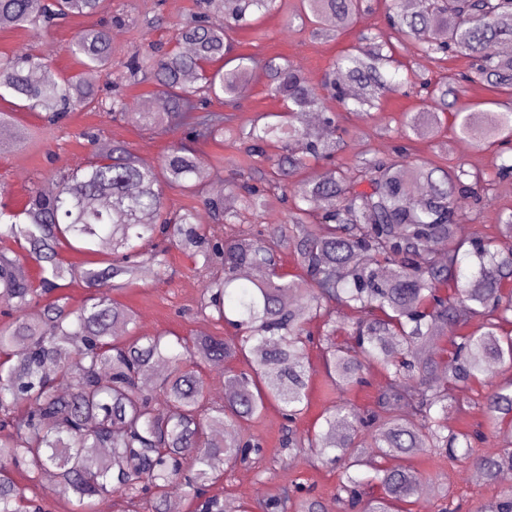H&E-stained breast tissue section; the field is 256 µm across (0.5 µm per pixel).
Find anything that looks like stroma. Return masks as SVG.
I'll list each match as a JSON object with an SVG mask.
<instances>
[{"label": "stroma", "mask_w": 512, "mask_h": 512, "mask_svg": "<svg viewBox=\"0 0 512 512\" xmlns=\"http://www.w3.org/2000/svg\"><path fill=\"white\" fill-rule=\"evenodd\" d=\"M194 8V0H106L100 14L88 19H70L40 38L20 29L0 30V57L45 48L50 51L52 63L60 73L78 72L79 67L65 52V45L86 26L108 21L113 13L120 12L127 15L128 23L112 31V58L114 65L118 66L126 62L132 53L147 49L149 44L174 46L177 23ZM298 9L299 0H276L275 8L269 14L231 32L236 51L259 59L286 57L313 84L318 85L332 60L357 45L360 33L386 29L384 0H373L370 9L361 12L352 29L329 41L312 38L308 27L294 22ZM153 15L159 16L161 23L154 28L147 27L143 19ZM393 54L398 63V74L402 77L414 74L435 83L469 69V61L462 55L431 59L422 55L417 45L410 41L395 43ZM426 104L425 95L404 88L387 93L378 109L359 117L348 114L345 107L337 102L328 101V108L336 115V126L347 142L345 151L336 156V164H351L367 148L382 157L392 156L399 143L395 128L407 115L425 111ZM13 113L17 125L30 133L24 143L7 144L0 152V185L7 189L5 203L14 209L23 206L32 185L53 186L52 171L89 160L113 142H125L138 157L156 165L174 139L170 133L152 134L115 121L105 112L78 110L55 126L47 125L26 111ZM86 128L99 131L96 142L77 138V131ZM458 141L452 120L446 117L434 136L412 139L408 141L407 148L411 157L426 160L434 168L445 170L461 164L470 172L490 178L492 184L488 201L479 204L465 201L461 226L466 236L476 232L497 235L500 213L512 211V178L501 182L492 180L494 151L473 146L463 153L457 147ZM198 155L209 171L205 185L210 191L214 190L216 183L229 181L234 163L245 165L249 162L243 149L229 139L221 144L201 146ZM191 267L190 258L178 250H171L166 275H159L153 264H143L135 282L118 294V301L136 314V334L150 336L168 330L181 336L229 335L230 330L223 323L196 316L194 307L201 282ZM305 358L313 367L314 375L309 408L296 423L301 430L313 427L324 408L336 401L346 400L358 408H366L382 383L380 370L372 366L364 372L367 386L331 393L325 386L318 349L308 347ZM485 392V383L480 379L463 390L453 392L454 401L460 403L462 409L449 411L448 417L450 427L474 433L472 446L476 456L492 457L499 453L502 441L484 427L482 402ZM285 427V420L272 407L260 418L238 429V437L259 439L266 450V457L228 470L222 480L209 486L208 495L232 498L247 503L251 512H260L259 499L274 493L280 486L296 485L302 494L322 501L327 512H338V469L310 461L301 454H289L280 445ZM413 464L428 475L429 480L424 487L429 494L424 499L411 497L408 512H440L442 503L431 493L433 485L438 483L447 485L459 506L458 512H480L489 500L507 487L506 482L500 480L491 483L484 477H473L470 467L435 458L426 450L415 456Z\"/></svg>", "instance_id": "stroma-1"}]
</instances>
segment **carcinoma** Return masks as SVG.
Returning a JSON list of instances; mask_svg holds the SVG:
<instances>
[{
    "label": "carcinoma",
    "mask_w": 512,
    "mask_h": 512,
    "mask_svg": "<svg viewBox=\"0 0 512 512\" xmlns=\"http://www.w3.org/2000/svg\"><path fill=\"white\" fill-rule=\"evenodd\" d=\"M104 0H0V29L39 30L92 17ZM275 0H195L177 26L190 46L138 53L112 82L110 96L83 72L112 73V30L89 26L65 47L80 71L65 76L30 51L0 60V100L59 124L81 108L157 133L183 130L159 166L121 143L92 160L55 173L58 186L28 190L23 208L0 202V242L11 241L39 265L27 275L20 258L0 252V303L12 310L0 325V512H41L14 477L22 471L38 486L51 482L61 498L86 500L120 494L153 498L163 508L178 484L196 501L195 512H248L243 504L208 497L207 484L224 469L259 459L258 442H241L231 429L269 407L295 422L309 405L313 370L302 362L320 323L318 343L328 386H364L363 368L380 369L374 407L345 403L324 409L315 429L289 430L285 448H303L314 460L340 464L336 499L344 512H401L418 493L421 473L411 459L429 449L471 465L493 481L512 470V378L489 379L493 366L512 367V212L499 235L458 234L460 199L486 198V179L461 166L440 171L410 161L404 149L384 159L366 149L354 167L320 170L317 162L344 148L336 120L305 74L282 57L262 62L234 52L229 32ZM366 0H301L297 18L316 36L354 26ZM224 16L216 26L211 15ZM395 39L413 41L421 54L449 52L472 60V71L429 89L427 111L406 120L397 136L429 138L440 116L454 114L457 135L491 148L512 140V102L498 112L457 106L461 83H483L512 95V0H385ZM390 39L363 33L360 45L329 67V97L356 114L379 105L393 80ZM262 71L267 92L283 107L275 122L238 121L212 101L240 108L242 89ZM152 80L159 105L140 112L124 84ZM229 136L267 163L257 180L252 167L231 178L224 193L203 185L195 144ZM283 185L291 204L279 224L251 232L233 227L263 211L265 192ZM199 198L212 223L197 213L166 210L165 190ZM163 239L194 263L202 278L196 314L233 327L228 337L139 336L134 312L114 294L132 283L143 259L165 273ZM78 243L102 256L93 267L60 258ZM292 254L301 273L283 271ZM473 258L460 278L459 257ZM89 289L78 305L63 290ZM359 315L351 340L336 342L335 314ZM466 332H461V329ZM451 356H438L440 341ZM243 359L248 372H229L228 390L209 397L198 368ZM162 366L153 388L140 382ZM487 378L486 426L504 443L495 457L474 455L470 434L448 426V389ZM397 458L394 468L381 461ZM261 512H323L314 499L284 486L258 502ZM512 512V488L484 508Z\"/></svg>",
    "instance_id": "1"
}]
</instances>
